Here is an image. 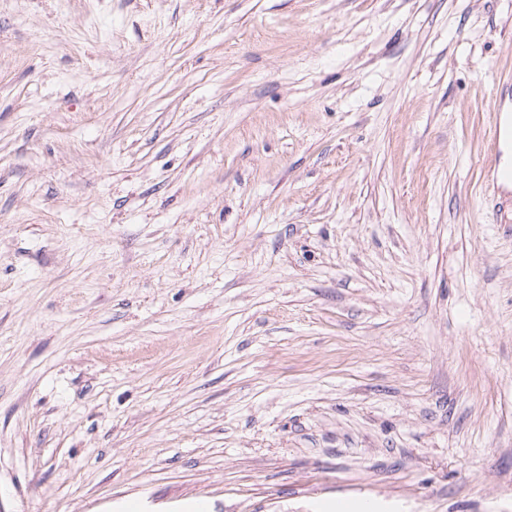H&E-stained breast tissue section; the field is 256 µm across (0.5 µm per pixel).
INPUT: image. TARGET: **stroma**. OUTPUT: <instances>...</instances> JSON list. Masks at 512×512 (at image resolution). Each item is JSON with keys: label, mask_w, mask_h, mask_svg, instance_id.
<instances>
[{"label": "stroma", "mask_w": 512, "mask_h": 512, "mask_svg": "<svg viewBox=\"0 0 512 512\" xmlns=\"http://www.w3.org/2000/svg\"><path fill=\"white\" fill-rule=\"evenodd\" d=\"M512 0H0V512H512Z\"/></svg>", "instance_id": "obj_1"}]
</instances>
